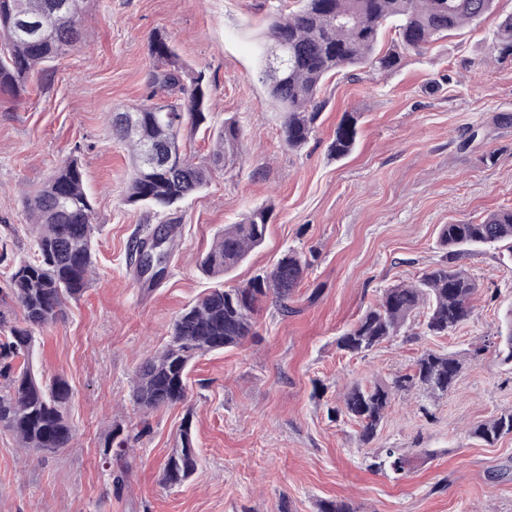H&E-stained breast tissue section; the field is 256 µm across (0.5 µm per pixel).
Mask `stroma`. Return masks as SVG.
I'll return each instance as SVG.
<instances>
[{"mask_svg":"<svg viewBox=\"0 0 512 512\" xmlns=\"http://www.w3.org/2000/svg\"><path fill=\"white\" fill-rule=\"evenodd\" d=\"M288 2L89 0L80 44L35 75L19 102L0 105V289L9 260L33 252L25 192L70 157L83 165L98 228L90 287L36 335L37 372L71 387L73 439L45 459L1 429L0 512H317L331 500L354 512H512V435L489 446L468 434L512 410V364L491 351L471 356L512 315L511 252L461 256L479 290L470 318L448 335L355 357L336 348L385 288L440 260L442 225L512 208V127L498 121L512 113V58L492 60L490 40L512 0H495L479 23L408 54L397 71L328 80L299 150L283 144L279 112L256 79L267 14ZM159 31L211 77L212 117L235 118L243 138L236 163L180 203L175 256L151 286L133 278L127 247L164 217L123 204L129 158L109 122L145 99ZM347 113L359 139L339 160L330 144ZM259 206L274 218L229 283L294 250L309 268L291 312L265 303L256 340L194 363L186 402L154 414L136 468L115 491L99 449L113 424L139 417L130 400L137 366L182 309L217 286L197 267L214 234ZM428 350L463 362L448 394L399 393L367 445L353 422L331 417L348 384L391 382ZM186 418L199 466L168 487L163 467ZM384 448L409 456L405 473L372 468Z\"/></svg>","mask_w":512,"mask_h":512,"instance_id":"obj_1","label":"stroma"}]
</instances>
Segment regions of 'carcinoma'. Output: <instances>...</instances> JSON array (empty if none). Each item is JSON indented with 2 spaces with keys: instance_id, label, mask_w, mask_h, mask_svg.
<instances>
[{
  "instance_id": "cac0c4a2",
  "label": "carcinoma",
  "mask_w": 512,
  "mask_h": 512,
  "mask_svg": "<svg viewBox=\"0 0 512 512\" xmlns=\"http://www.w3.org/2000/svg\"><path fill=\"white\" fill-rule=\"evenodd\" d=\"M55 0H0V98L18 99L26 91L28 76L47 67L79 40L84 0H70L71 13L54 12ZM494 0H295L286 14L271 17V43L279 44L287 64L272 76L268 66L259 80L282 115L281 133L290 149L302 148L315 131L322 94L328 77L353 76L356 70L385 73L396 70L406 55L419 52L466 25L481 20ZM23 22L43 25L35 39L19 34ZM397 39L381 45L387 26ZM500 57L512 56V14L500 18L492 37ZM156 65L146 85L150 94L134 112V122L123 126L112 113L110 131L123 143L130 172L123 202L167 213L164 227L135 238L128 262L141 279L143 250L158 237L173 239L179 204L201 191L215 169L234 163L242 130L232 118L209 122L205 112L209 78L190 67L172 41L157 32L151 42ZM168 98L172 118L162 119L154 108L157 93ZM205 127L211 146L196 159L183 150L185 130ZM358 140L357 120L349 115L336 127L331 152L349 155ZM153 147L170 154L166 164L149 166L145 152ZM29 232L34 257L12 262L7 287L0 290V305L14 304L20 316L0 310V428L12 433L23 448L51 455L66 447L72 427L66 415L71 398L67 381H42L34 372L35 332L64 316L67 301L80 298L93 279V244L97 226L94 206L85 190L79 160L68 158L41 186L26 196ZM271 208L255 207L240 222L227 224L215 235L199 266L208 276L230 275L265 240ZM505 244L512 251V208L486 215L480 222L444 224L439 231L443 258L412 281L386 288L378 302L336 340L337 348L351 357L366 354L399 336H445L467 321L473 312L476 282L457 264L465 252ZM307 261L292 251L242 285L209 289L184 308L175 319L170 338L137 367L131 400L141 412L137 424H113L100 450V462L116 490H122L136 462L134 446L150 435L149 417L187 398L188 375L195 361L214 351L242 345L258 335L256 314L272 301L288 314L295 289L304 279ZM426 310L422 331L408 332L411 318ZM495 353L512 363V315L497 333ZM461 363L455 357L426 351L411 372L391 383L370 387L355 384L341 396L335 413L358 426V438L370 443L382 426L396 393L412 387L431 397L441 396L455 383ZM473 437L492 445L512 434V411L504 412L471 430ZM409 458L387 448L375 463L394 473L405 470ZM189 419H184L178 446L164 468L163 482L177 486L197 470Z\"/></svg>"
}]
</instances>
